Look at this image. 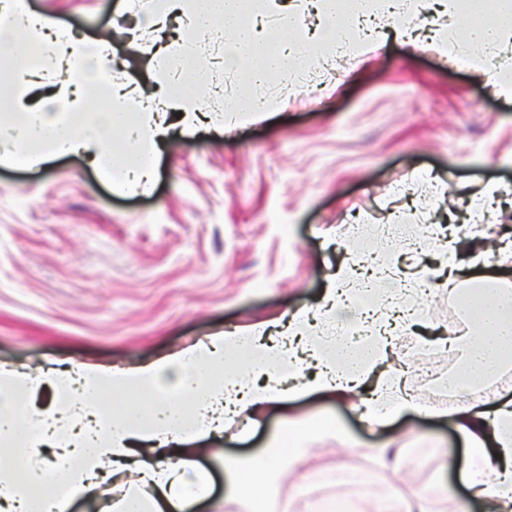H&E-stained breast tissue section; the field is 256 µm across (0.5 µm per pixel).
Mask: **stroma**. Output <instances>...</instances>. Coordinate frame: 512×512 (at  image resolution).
Wrapping results in <instances>:
<instances>
[{"instance_id":"35a3bbf8","label":"stroma","mask_w":512,"mask_h":512,"mask_svg":"<svg viewBox=\"0 0 512 512\" xmlns=\"http://www.w3.org/2000/svg\"><path fill=\"white\" fill-rule=\"evenodd\" d=\"M75 33L110 32L122 63L112 80L129 90L152 82L158 45L151 27L134 43L107 23L125 0H28ZM407 23L420 40L354 45L340 56L305 48L295 69L325 81L277 95L273 107L222 131L174 135L156 159L151 194L115 192L81 154L37 168L0 162V365L27 371L81 362L126 367L191 339L308 309L360 252L368 224L412 214L447 235L477 217L469 200L485 185L507 193L482 215L496 237L512 235V98L473 70L442 58L431 27L460 40L461 13H424ZM227 38L198 44L213 93L208 108L259 96L247 64L224 66ZM445 190H437V183ZM422 344L447 336L460 316L444 288L426 296ZM333 418L343 436L309 442L297 465L272 482L277 512H307L327 491L322 469L374 476L366 495L433 493L432 512H484L483 501L447 471L466 444L446 416H405L372 432L353 401L303 396L259 417L257 433L211 441L199 459L216 488L224 461L265 449L286 419ZM409 448L400 467L366 455L384 438Z\"/></svg>"}]
</instances>
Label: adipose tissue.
<instances>
[{
    "label": "adipose tissue",
    "instance_id": "1",
    "mask_svg": "<svg viewBox=\"0 0 512 512\" xmlns=\"http://www.w3.org/2000/svg\"><path fill=\"white\" fill-rule=\"evenodd\" d=\"M136 7L138 21L160 30L171 17L197 35L222 25L232 36L230 65L282 34L279 53L264 54L251 68L254 85L287 69L300 42L340 51L351 45L338 21L339 0H315L319 25L311 31L286 0H163L158 8L138 0ZM267 14L278 15L277 32L254 26V18ZM507 34L512 10L505 8L495 22L468 26L466 42L485 54ZM108 53L104 37L75 34L30 10L27 0H0V59L14 63L8 101L0 108V142L11 146V161L33 166L81 153L109 173L116 189L151 190L161 146L173 129L196 131L206 97L200 82L158 80L130 99L101 77ZM41 62L63 66L50 97L62 102L65 116L39 111L31 94L32 72ZM159 99L179 113L177 126L158 120ZM473 283L485 315L448 340L461 354L452 411L468 450L461 478L486 497L489 512H512V399L484 398L468 382L471 375L500 370L512 349V278L490 273ZM267 331L264 322L227 329L133 367L80 363L67 374H32L1 366L0 512H53L63 496L93 499L108 482L122 479L128 486L113 500L112 512H193L210 496L196 465L197 443L234 422L256 421L267 407L313 393L355 396L374 427L421 411V400L406 393L405 376L387 359L388 321H377V344L363 354L340 340L321 341L305 310L291 313L281 338H268ZM46 388L53 393L50 405L33 408L32 399ZM330 427L327 421H289L271 439L270 451L225 460V501L242 499L250 512H267L271 477L294 467L303 444ZM47 440L66 462L56 483L45 478Z\"/></svg>",
    "mask_w": 512,
    "mask_h": 512
}]
</instances>
